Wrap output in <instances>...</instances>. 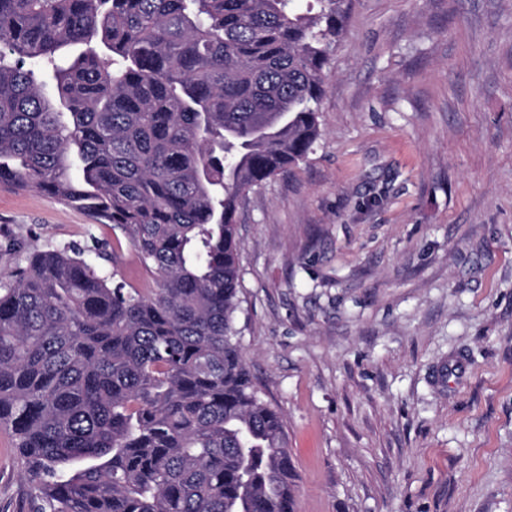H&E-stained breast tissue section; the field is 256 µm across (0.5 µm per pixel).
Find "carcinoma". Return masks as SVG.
<instances>
[{"instance_id":"carcinoma-1","label":"carcinoma","mask_w":512,"mask_h":512,"mask_svg":"<svg viewBox=\"0 0 512 512\" xmlns=\"http://www.w3.org/2000/svg\"><path fill=\"white\" fill-rule=\"evenodd\" d=\"M0 0V177L93 213L0 284V425L26 512H295L236 341L240 198L307 158L342 0Z\"/></svg>"}]
</instances>
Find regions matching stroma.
Returning <instances> with one entry per match:
<instances>
[{"label": "stroma", "instance_id": "obj_1", "mask_svg": "<svg viewBox=\"0 0 512 512\" xmlns=\"http://www.w3.org/2000/svg\"><path fill=\"white\" fill-rule=\"evenodd\" d=\"M321 135L238 205L237 340L296 512H512V0H345ZM111 227L0 188V280ZM101 267L153 288L128 239ZM28 483L0 435V512Z\"/></svg>", "mask_w": 512, "mask_h": 512}]
</instances>
